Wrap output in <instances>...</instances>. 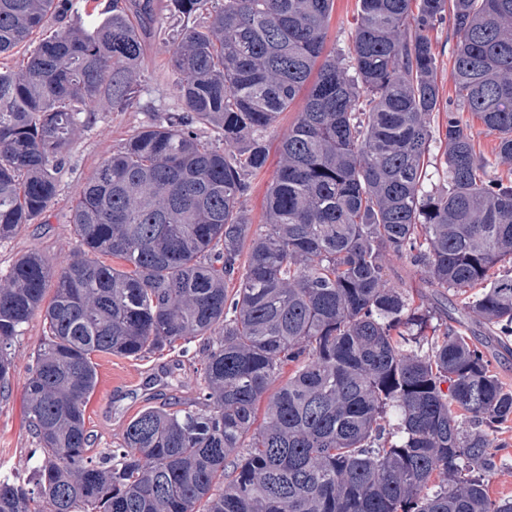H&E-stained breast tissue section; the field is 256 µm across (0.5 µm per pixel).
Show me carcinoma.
I'll return each mask as SVG.
<instances>
[{
  "instance_id": "carcinoma-1",
  "label": "carcinoma",
  "mask_w": 512,
  "mask_h": 512,
  "mask_svg": "<svg viewBox=\"0 0 512 512\" xmlns=\"http://www.w3.org/2000/svg\"><path fill=\"white\" fill-rule=\"evenodd\" d=\"M89 2L86 29L73 0H0L1 55L43 32L0 69V242L53 201L97 105L140 103L151 0ZM333 8L169 0L195 19L168 63L180 106L79 189L65 265L32 251L0 283V388L24 326L46 325L26 385L40 458L28 480L0 475V512H512L488 491L512 416L492 370L512 349V0H358L346 54L326 52ZM445 22L457 107L434 126ZM294 105L255 228L244 202ZM417 275L426 304L404 288ZM198 338L197 400L88 454L93 356Z\"/></svg>"
}]
</instances>
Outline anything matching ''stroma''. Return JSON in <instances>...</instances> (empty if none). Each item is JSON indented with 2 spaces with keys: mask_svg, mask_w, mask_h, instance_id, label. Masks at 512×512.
<instances>
[{
  "mask_svg": "<svg viewBox=\"0 0 512 512\" xmlns=\"http://www.w3.org/2000/svg\"><path fill=\"white\" fill-rule=\"evenodd\" d=\"M177 28L164 0H157L154 21L142 29L139 72L144 91L140 109L97 112L78 130L58 173L55 199L34 223L24 225L13 238L0 243L1 278L27 252L39 251L59 264L78 250L70 216L80 187L146 122L148 113L168 112L179 104L176 80L168 69L171 36ZM295 118L292 111L281 114L267 134V165L253 180L245 202L253 223H261L264 218L267 187L278 168L280 140ZM44 334L43 317L34 314L12 347L14 368L7 388L0 390V472L24 479L30 478L37 462V443L27 414L26 383L32 357ZM202 348V341L197 340L187 348L177 347L147 358L96 356L98 382L85 413L90 454H101L116 445L128 422L143 409L193 400Z\"/></svg>",
  "mask_w": 512,
  "mask_h": 512,
  "instance_id": "35a3bbf8",
  "label": "stroma"
}]
</instances>
